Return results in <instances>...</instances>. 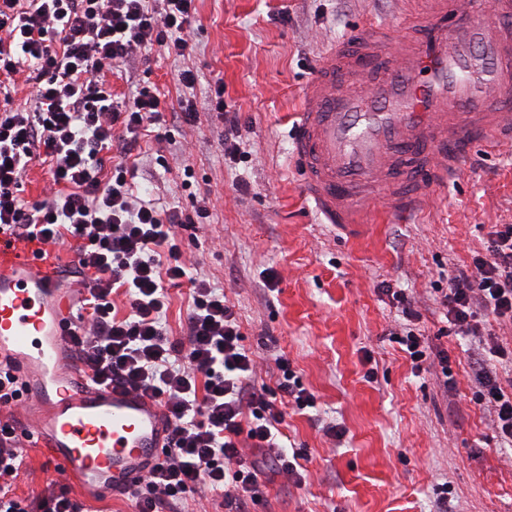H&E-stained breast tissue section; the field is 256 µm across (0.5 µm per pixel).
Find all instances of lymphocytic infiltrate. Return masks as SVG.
Masks as SVG:
<instances>
[{"instance_id":"f902f5d3","label":"lymphocytic infiltrate","mask_w":512,"mask_h":512,"mask_svg":"<svg viewBox=\"0 0 512 512\" xmlns=\"http://www.w3.org/2000/svg\"><path fill=\"white\" fill-rule=\"evenodd\" d=\"M195 0H0V90L34 70L33 110L0 104V233L18 239L79 245L78 274L87 293L73 338L77 371L162 403L170 427L163 457L139 481V512H174L187 493L222 488L236 512H248L261 486L259 461L239 442L247 435L265 449L279 472L302 482L304 449L279 441L284 403L315 404L287 358L277 362L275 388L256 389L255 361L241 343L238 313L223 289L190 273L179 230L209 216V198L194 214L159 210L142 200L128 165L149 126L162 124L159 93L137 86L117 102L104 71L142 62V50L163 47L184 56L189 48ZM124 137L114 140L115 127ZM116 150L105 166L103 152ZM47 163L55 189L47 200L25 202L18 194L29 166ZM188 285L192 298L182 337L163 325L170 289ZM124 292L130 311L117 316L112 295ZM403 322L393 331L414 372L448 377V353L418 328L421 315L403 291L392 294ZM446 320L439 335L478 337L472 368L475 402L491 426L512 445V390L493 363H512V349L481 338L488 320L512 323V224H500L488 253L457 269L441 289ZM21 465L19 436L0 421V512H81L67 488L32 501L16 496L12 482Z\"/></svg>"}]
</instances>
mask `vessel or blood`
Returning a JSON list of instances; mask_svg holds the SVG:
<instances>
[{"label": "vessel or blood", "instance_id": "1", "mask_svg": "<svg viewBox=\"0 0 512 512\" xmlns=\"http://www.w3.org/2000/svg\"><path fill=\"white\" fill-rule=\"evenodd\" d=\"M415 34L388 49L368 25L328 49L303 91L292 129L301 185L322 219L344 231L384 209L408 219L421 190L447 183L478 147L512 143V0H431ZM76 255L0 234V365L23 387L26 447L89 501L135 489L162 455L169 425L155 400L81 377L68 366L79 288Z\"/></svg>", "mask_w": 512, "mask_h": 512}]
</instances>
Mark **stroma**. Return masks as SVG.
Instances as JSON below:
<instances>
[{"instance_id":"stroma-1","label":"stroma","mask_w":512,"mask_h":512,"mask_svg":"<svg viewBox=\"0 0 512 512\" xmlns=\"http://www.w3.org/2000/svg\"><path fill=\"white\" fill-rule=\"evenodd\" d=\"M195 7L184 57L155 45L145 69L119 65L105 80L117 100L150 83L169 120L185 101L196 105V121L173 128L169 140L140 139L132 152L138 193L186 211L193 195H209V219L184 236L188 266L235 304L243 344L259 363L255 387H274V360L284 356L316 397L312 408L285 407L281 426L286 445L308 451L304 482L264 466V493L250 512H435L442 484L448 512H512V446L472 401L473 338L438 336L434 292L484 253L494 225L512 224V144L477 149L447 186L424 191L410 221L376 207L352 237L318 222L290 160L291 128L322 52L368 22L403 35L408 19L423 20L425 0H196ZM184 68L197 74L193 88L176 81ZM219 83L225 111L239 118V163L225 157L223 120L206 106ZM160 154L168 168L156 165ZM271 272L270 290L263 279ZM398 288L420 311L425 337L447 349L454 389L414 373L391 342L389 330L403 320L390 295ZM326 423L344 426L343 440L326 437ZM60 481L30 450L12 490L33 499Z\"/></svg>"}]
</instances>
